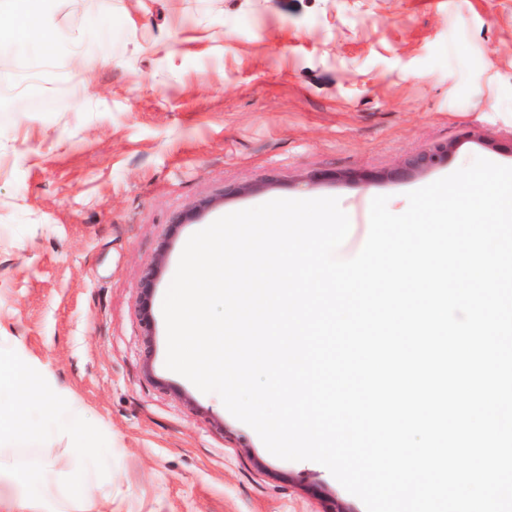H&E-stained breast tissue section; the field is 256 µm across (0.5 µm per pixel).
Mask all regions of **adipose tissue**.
<instances>
[{
    "mask_svg": "<svg viewBox=\"0 0 512 512\" xmlns=\"http://www.w3.org/2000/svg\"><path fill=\"white\" fill-rule=\"evenodd\" d=\"M30 374V367L22 364L14 348L0 345V437L5 435L20 440L29 435L22 397L32 395L37 398L44 421L50 423L58 417L56 397L48 394L41 385L31 383ZM68 440L67 453L47 459L45 465L66 475L78 492L93 495L95 488L85 480L80 469L85 454L81 423H73ZM0 512H55V509L52 502L26 492L20 478L6 465L0 464Z\"/></svg>",
    "mask_w": 512,
    "mask_h": 512,
    "instance_id": "1",
    "label": "adipose tissue"
}]
</instances>
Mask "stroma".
<instances>
[{"mask_svg":"<svg viewBox=\"0 0 512 512\" xmlns=\"http://www.w3.org/2000/svg\"><path fill=\"white\" fill-rule=\"evenodd\" d=\"M26 6L51 45L0 19V334L63 412L47 427L26 404L32 439L0 457L62 512H366L167 369L163 299L187 240L226 214L379 195L400 214L474 158L512 166V0ZM439 143L445 166L399 174ZM75 414L89 502L44 467Z\"/></svg>","mask_w":512,"mask_h":512,"instance_id":"35a3bbf8","label":"stroma"}]
</instances>
